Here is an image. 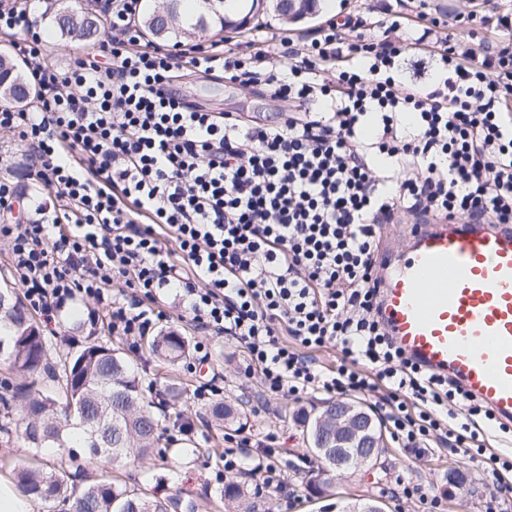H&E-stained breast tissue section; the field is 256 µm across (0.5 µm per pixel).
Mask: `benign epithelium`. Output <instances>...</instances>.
<instances>
[{"label":"benign epithelium","instance_id":"benign-epithelium-1","mask_svg":"<svg viewBox=\"0 0 512 512\" xmlns=\"http://www.w3.org/2000/svg\"><path fill=\"white\" fill-rule=\"evenodd\" d=\"M273 9L290 22L302 21L314 10H302L299 0H274ZM310 441L331 462V474L353 469H373L387 447L380 421L361 406L338 401L326 407L312 429ZM385 502L365 497L348 506L347 512H384Z\"/></svg>","mask_w":512,"mask_h":512}]
</instances>
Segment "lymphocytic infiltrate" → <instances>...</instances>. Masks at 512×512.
I'll return each instance as SVG.
<instances>
[{
  "instance_id": "obj_1",
  "label": "lymphocytic infiltrate",
  "mask_w": 512,
  "mask_h": 512,
  "mask_svg": "<svg viewBox=\"0 0 512 512\" xmlns=\"http://www.w3.org/2000/svg\"><path fill=\"white\" fill-rule=\"evenodd\" d=\"M108 28L65 70L48 59L33 0H0V35L23 57L36 97L0 105L28 175L59 203L47 224H1L28 305L51 323L94 298L112 334L151 335L176 293L195 329L241 348L266 395L374 396L394 439L478 442L491 411L445 375L421 369L378 317L377 249L403 212L512 224V45L445 35L442 80L398 71L421 37L382 36L362 17L281 36L278 58L236 44L165 48L137 22L141 0H97ZM355 39H346V32ZM222 71L291 104L273 124L190 107L172 92L185 71ZM333 348L336 366L314 354ZM217 479L248 475L294 501L278 440L225 434Z\"/></svg>"
}]
</instances>
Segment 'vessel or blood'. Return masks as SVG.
I'll list each match as a JSON object with an SVG mask.
<instances>
[{
  "label": "vessel or blood",
  "mask_w": 512,
  "mask_h": 512,
  "mask_svg": "<svg viewBox=\"0 0 512 512\" xmlns=\"http://www.w3.org/2000/svg\"><path fill=\"white\" fill-rule=\"evenodd\" d=\"M399 267L381 255L380 317L423 368L512 423V225L469 219L410 229Z\"/></svg>",
  "instance_id": "obj_1"
}]
</instances>
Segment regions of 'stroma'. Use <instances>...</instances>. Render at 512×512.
I'll return each mask as SVG.
<instances>
[{"label": "stroma", "instance_id": "1", "mask_svg": "<svg viewBox=\"0 0 512 512\" xmlns=\"http://www.w3.org/2000/svg\"><path fill=\"white\" fill-rule=\"evenodd\" d=\"M385 0H320L316 17L309 21L285 24L271 18H263L245 29L222 34L210 28L197 34L196 43L209 44L229 37L246 43L259 32L311 33L333 18L357 14L364 19L380 17ZM85 0H48L47 11L39 19L47 38L52 58L60 67H68L74 58L73 47H61L53 18L62 10H86ZM401 9L408 15L422 12L429 18L447 23L449 31L461 33L477 30L507 39L504 31H496L499 16L512 15V0H403ZM177 93L184 99L212 112H237L258 124L278 121L284 112V102L258 96L242 90L238 84L216 75L189 74L177 83ZM8 172L18 183L24 203L15 207L11 221L24 224L45 215H52L56 199L53 193L28 180L25 176L26 160L20 146L8 145ZM159 307L167 318L161 328L178 329L191 343H204L209 347L207 362H199L196 355L171 366L156 358L147 345H139L130 356L138 364L145 380L151 381L152 390L147 397L161 401L167 388L176 387L182 392L178 401L166 409L165 438L170 441L171 451L167 460L149 457L143 460L106 459L84 468H76L67 453L56 448L34 452L27 448L15 434L0 435V479L9 481L15 468L41 459L44 463L64 470L71 481L92 480L107 477L121 484L135 486L161 497L177 496L183 501L195 502L196 512H233L230 505L222 503L217 492L220 488L215 478V464L224 452V427L213 420L208 404L198 402L193 391L202 383L215 381L220 389L221 401L239 404L241 399L252 398L258 390L256 378L241 375L243 355L240 350L223 339L194 331L189 318L179 315L173 297H165ZM95 300L83 297L71 303L59 316L50 337L58 350L80 348L89 336L104 335L103 319L90 318L96 310ZM325 397L311 394L302 400L274 398L266 410H248L246 423L252 432L275 433L279 443L289 451L306 453L308 444L301 415L317 411ZM189 422L195 429L191 434L178 432L180 424ZM382 466L371 473L356 472L335 477L334 491L338 504L361 495L383 498L386 512H415L412 504L402 499V485L414 482L426 492H441L449 471H456L458 479L451 499L442 501L441 512H485L488 499L497 494L498 488L486 463L471 459L461 448L435 447L423 458H415L397 442H390L388 452L381 458Z\"/></svg>", "mask_w": 512, "mask_h": 512}]
</instances>
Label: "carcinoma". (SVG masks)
<instances>
[{"label": "carcinoma", "mask_w": 512, "mask_h": 512, "mask_svg": "<svg viewBox=\"0 0 512 512\" xmlns=\"http://www.w3.org/2000/svg\"><path fill=\"white\" fill-rule=\"evenodd\" d=\"M180 0H173L174 20L167 28L155 25V11L142 16L143 27L158 40L189 37L204 30L203 17L185 21ZM254 0H229L220 27L250 14ZM94 15L73 11L64 23H55L66 41L94 39L99 29ZM31 95L22 67L6 51H0V101L24 105ZM53 343L44 336L24 305L13 293L0 291V355L18 372L30 377L51 370L53 385L32 390L17 388L13 399L21 402L23 416L17 433L31 448H64L71 430H81L89 461L109 456L114 461L136 458L155 451L162 430V415L143 400L144 377L109 341L95 336L75 352L51 353ZM153 353L175 363L187 352V338L177 330L154 337ZM14 477L23 493L46 503L70 502L74 512H170L174 502L129 489L107 479L80 489L71 488L65 475L44 468H22Z\"/></svg>", "instance_id": "cac0c4a2"}]
</instances>
